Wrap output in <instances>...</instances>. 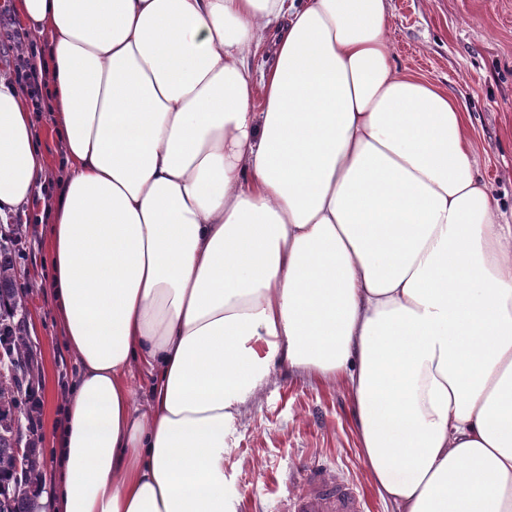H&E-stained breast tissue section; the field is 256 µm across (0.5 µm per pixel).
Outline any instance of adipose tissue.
I'll return each mask as SVG.
<instances>
[{
    "instance_id": "adipose-tissue-1",
    "label": "adipose tissue",
    "mask_w": 512,
    "mask_h": 512,
    "mask_svg": "<svg viewBox=\"0 0 512 512\" xmlns=\"http://www.w3.org/2000/svg\"><path fill=\"white\" fill-rule=\"evenodd\" d=\"M23 12L53 29L71 161L51 286L81 372L57 512H228L225 439L278 367L343 380L397 512H512V224L462 105L396 69L388 0ZM40 170L0 90V206ZM134 359L156 374L143 412Z\"/></svg>"
}]
</instances>
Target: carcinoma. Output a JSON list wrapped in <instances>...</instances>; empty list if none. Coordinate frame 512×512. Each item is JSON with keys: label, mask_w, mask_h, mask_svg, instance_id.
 Wrapping results in <instances>:
<instances>
[{"label": "carcinoma", "mask_w": 512, "mask_h": 512, "mask_svg": "<svg viewBox=\"0 0 512 512\" xmlns=\"http://www.w3.org/2000/svg\"><path fill=\"white\" fill-rule=\"evenodd\" d=\"M21 233L17 225L0 224V512H37L34 488L42 479L36 455L22 448V418L29 395L22 386L20 363L34 350L12 243Z\"/></svg>", "instance_id": "obj_1"}]
</instances>
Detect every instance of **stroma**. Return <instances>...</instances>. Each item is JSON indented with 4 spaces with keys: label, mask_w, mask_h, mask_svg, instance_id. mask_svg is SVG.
I'll list each match as a JSON object with an SVG mask.
<instances>
[{
    "label": "stroma",
    "mask_w": 512,
    "mask_h": 512,
    "mask_svg": "<svg viewBox=\"0 0 512 512\" xmlns=\"http://www.w3.org/2000/svg\"><path fill=\"white\" fill-rule=\"evenodd\" d=\"M389 40L402 72L433 82L466 108L478 167L500 204L512 208V0H389ZM50 192L66 169L49 112L33 127ZM34 247L17 258L28 302V333L41 368L42 481L39 512H54V438L62 404L79 372L63 339L49 285L51 237L42 206L20 205ZM330 463L366 494L370 512H393L376 492L358 445L353 400L342 381L275 370L242 411L224 452V489L234 512H273L279 485L306 461Z\"/></svg>",
    "instance_id": "1"
}]
</instances>
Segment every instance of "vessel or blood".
<instances>
[{"label": "vessel or blood", "instance_id": "obj_1", "mask_svg": "<svg viewBox=\"0 0 512 512\" xmlns=\"http://www.w3.org/2000/svg\"><path fill=\"white\" fill-rule=\"evenodd\" d=\"M282 512H369V507L364 492L335 467L307 462L299 471L298 488L284 499Z\"/></svg>", "mask_w": 512, "mask_h": 512}]
</instances>
